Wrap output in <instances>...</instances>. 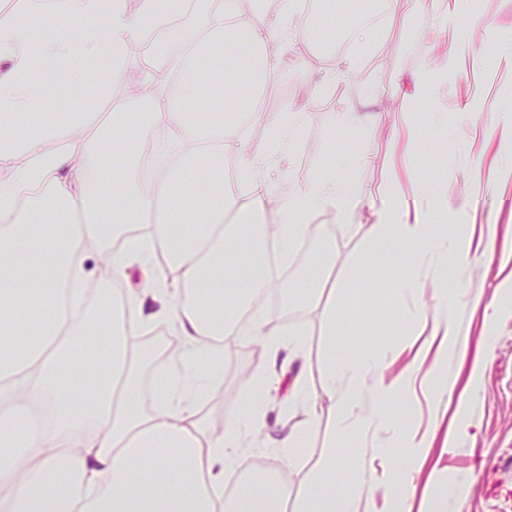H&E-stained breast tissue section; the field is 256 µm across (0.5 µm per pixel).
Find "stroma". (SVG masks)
<instances>
[{
  "label": "stroma",
  "instance_id": "35a3bbf8",
  "mask_svg": "<svg viewBox=\"0 0 512 512\" xmlns=\"http://www.w3.org/2000/svg\"><path fill=\"white\" fill-rule=\"evenodd\" d=\"M369 0H333L336 34L323 54H310V68H285L272 75L263 101V121L276 120L282 104L293 101L299 112L291 163L278 179L277 192L287 197L311 175L348 182L357 193L355 215L339 223L334 210L314 212L310 222L317 235H305L282 267L279 281L290 282L301 298L286 303L261 304L260 315L275 321L278 332L303 343V356L284 367L280 384L270 391L264 419L273 429L280 418L301 431L298 468L273 462L272 451L257 448L241 461V469L257 463L270 465L288 480V501L303 498L309 472L322 469V450L340 446L336 472L326 475L325 487L348 492L368 480L377 452L389 453L394 467H402L405 433L412 428L434 432L431 461L413 475L414 504L423 512H512V0H467L455 30L441 29L430 15L410 16L409 0H400L397 12L366 24L355 38H347L349 11L370 10ZM468 49L448 74V94L400 111L402 77L426 66H439L455 39ZM365 52L364 67L355 81L322 84L321 73L352 50ZM144 62L130 58L127 69L110 77V91L96 108V127L107 126L112 114L138 84ZM353 109L362 121L351 128L338 126L339 112ZM417 128L420 141L402 184L382 193V173L390 162L389 140L395 127ZM365 153L367 162L352 166V151ZM397 194L402 207L419 208L437 194L445 210L432 212L430 221L444 224L449 234L468 239L466 263L456 266L447 291L434 277L422 279L415 294L356 287L362 266L383 267L392 281L406 275L391 263L393 246L372 245L369 231L380 211ZM328 238L336 253L334 265L324 269L310 295H303L301 274L315 259L319 238ZM494 252H487V241ZM480 305H472V297ZM451 305L463 331L469 334L470 355H486L488 367L477 378L458 368L456 357L445 362L426 360L410 402L380 400L373 385L359 399L362 407L383 404L386 423L370 434L340 431L333 417L336 406L325 391L328 355L343 347L348 359L374 354L398 374L402 362L395 353L407 338L417 337L418 314L434 317L441 304ZM259 340L234 335L224 345L218 376L199 402L198 411L210 426H218L243 404V379L260 374L264 358L257 355ZM456 378L469 390V400L442 395L438 380ZM456 438L445 443L447 431Z\"/></svg>",
  "mask_w": 512,
  "mask_h": 512
}]
</instances>
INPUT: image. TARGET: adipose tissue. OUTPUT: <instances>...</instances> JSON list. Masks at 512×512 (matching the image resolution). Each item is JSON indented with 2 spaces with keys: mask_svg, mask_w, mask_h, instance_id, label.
Returning <instances> with one entry per match:
<instances>
[{
  "mask_svg": "<svg viewBox=\"0 0 512 512\" xmlns=\"http://www.w3.org/2000/svg\"><path fill=\"white\" fill-rule=\"evenodd\" d=\"M195 3L203 23L191 32L176 24L164 0H137L133 12L128 0H24L21 15L0 16V214H11L21 194L30 196L21 222L0 226V419L24 436L0 459V512H286L284 477L224 492L241 449L252 445L268 390L245 380L243 408L220 433L198 419L197 397L228 324L271 285L263 273L268 240L288 257L313 212L331 207L350 222L353 198L336 180L310 178L281 201L272 236L256 211L225 191L229 153L242 156L256 201L275 191L268 174L290 158V127L278 124L275 144L258 147L225 139L224 130L256 111L255 92L269 73L307 67L298 31L310 20L297 0H277L270 15L244 0ZM157 30L164 47L139 77L149 92L113 113L112 168L89 182L84 160L96 143L95 115L77 111L52 127L37 122L41 66L59 72L57 93L81 99L89 75L74 68L76 57H107L120 71L128 46ZM159 69L177 73L183 84L210 86L205 105L155 88ZM50 140L55 149H47ZM144 156L164 165L143 191L134 170ZM200 163L207 169L203 186L185 192L186 172ZM140 223L144 232L112 248L113 225ZM374 237L398 246L396 260L409 271L399 286L405 294L421 274L469 254L465 241H449L426 212L396 206L381 213ZM91 248L106 256L110 281L139 268L141 288L87 304L83 257ZM160 325L174 338V374L149 410L129 338ZM430 334L440 342L439 357H467L468 339L453 311H442ZM405 347L413 364L392 379L371 355L331 365L340 419H353L366 434L387 418L381 407L356 409L370 379L379 393L406 399L429 349L412 339ZM34 397L51 405L50 425L29 420ZM392 482L385 472L336 498L315 481L302 512H352Z\"/></svg>",
  "mask_w": 512,
  "mask_h": 512,
  "instance_id": "adipose-tissue-1",
  "label": "adipose tissue"
}]
</instances>
